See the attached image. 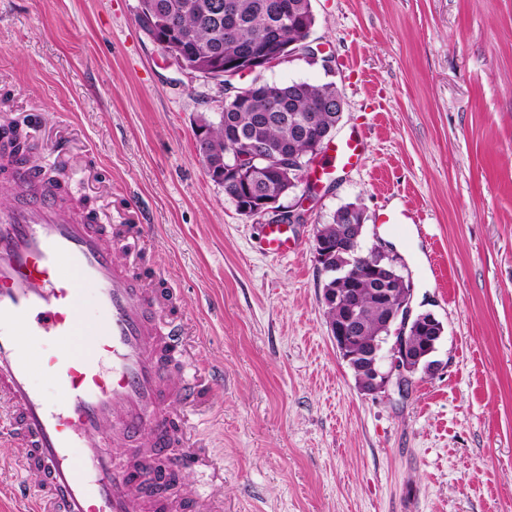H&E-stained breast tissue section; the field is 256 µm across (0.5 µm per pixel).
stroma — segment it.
<instances>
[{
    "label": "stroma",
    "instance_id": "obj_1",
    "mask_svg": "<svg viewBox=\"0 0 512 512\" xmlns=\"http://www.w3.org/2000/svg\"><path fill=\"white\" fill-rule=\"evenodd\" d=\"M137 5L0 0V119L98 223L149 225L152 277L213 378L194 427L215 468L183 480L223 512H512V0H312L332 68L298 58L263 77L335 83L337 135L367 143L352 171L323 174L317 156L285 198L317 188L285 257L197 155L223 87L163 53ZM347 204L414 311L444 325L436 370L403 394L361 392L329 334L314 239ZM383 211L412 221L392 230Z\"/></svg>",
    "mask_w": 512,
    "mask_h": 512
}]
</instances>
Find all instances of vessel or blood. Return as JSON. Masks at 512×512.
Masks as SVG:
<instances>
[{"label":"vessel or blood","instance_id":"obj_1","mask_svg":"<svg viewBox=\"0 0 512 512\" xmlns=\"http://www.w3.org/2000/svg\"><path fill=\"white\" fill-rule=\"evenodd\" d=\"M365 148L364 132L350 130L329 168H357ZM9 181L22 199L0 209V438L20 450L30 512H211L190 483L177 495L136 489L137 464L152 458L175 470L207 461L184 415L201 371L188 323L167 319L169 292L137 274L148 225L96 224L15 165ZM264 245L287 255V225H268ZM38 368L53 392L35 384ZM144 434L149 444L135 446Z\"/></svg>","mask_w":512,"mask_h":512}]
</instances>
